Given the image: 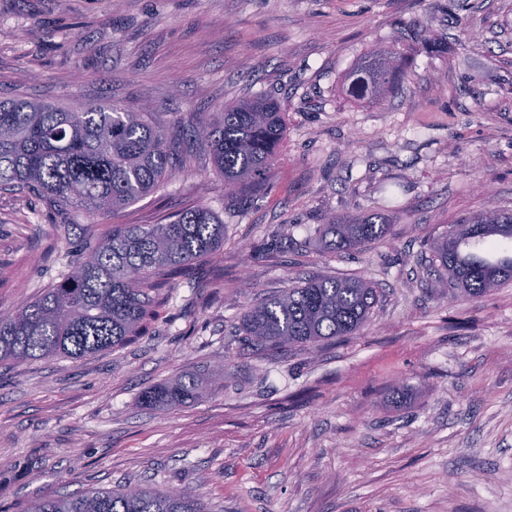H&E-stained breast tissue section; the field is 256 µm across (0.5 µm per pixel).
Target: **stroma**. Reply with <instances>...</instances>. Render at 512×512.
<instances>
[{"instance_id": "1", "label": "stroma", "mask_w": 512, "mask_h": 512, "mask_svg": "<svg viewBox=\"0 0 512 512\" xmlns=\"http://www.w3.org/2000/svg\"><path fill=\"white\" fill-rule=\"evenodd\" d=\"M375 48L404 74L355 100L348 76ZM256 93L287 122L260 197H225L202 155L108 224L0 190V311L110 224L194 206L224 223L140 336L0 363V512L125 485L190 490L209 512H512V282L452 298L427 262L450 225L512 209V0H0V99L211 114ZM331 215L390 235L325 250ZM342 275L380 290L362 334L291 351L238 336L254 301ZM221 366L201 399L141 402Z\"/></svg>"}]
</instances>
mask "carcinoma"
Segmentation results:
<instances>
[{
    "instance_id": "1",
    "label": "carcinoma",
    "mask_w": 512,
    "mask_h": 512,
    "mask_svg": "<svg viewBox=\"0 0 512 512\" xmlns=\"http://www.w3.org/2000/svg\"><path fill=\"white\" fill-rule=\"evenodd\" d=\"M395 53L369 52L350 76V94L383 100L402 75ZM285 113L264 95L224 105L214 119L196 113L129 112L114 105L71 108L18 98L0 101V189L40 199L64 215L97 224L155 192L183 152L208 153L231 198L260 196L278 165ZM326 246L348 251L388 236L389 225L331 216L315 228ZM512 210H487L453 224L432 244V283L443 294L479 299L512 281ZM224 245V224L194 207L160 224H114L86 252L72 257L63 278L26 307L0 314V363L52 357L82 359L140 334L156 296L184 266ZM379 301L358 279L312 278L249 307L239 334L256 348L315 347L361 334ZM203 392L193 375L142 395L149 406H176ZM28 512H207L185 490L131 487L74 496H46Z\"/></svg>"
}]
</instances>
